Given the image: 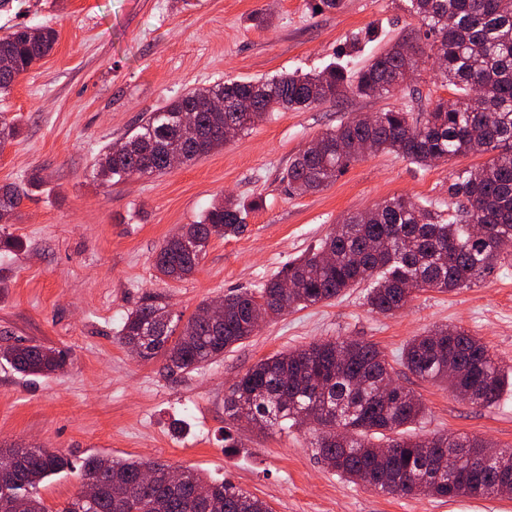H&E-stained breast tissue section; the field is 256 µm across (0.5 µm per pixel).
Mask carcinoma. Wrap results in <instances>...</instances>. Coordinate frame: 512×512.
Segmentation results:
<instances>
[{"instance_id": "cac0c4a2", "label": "carcinoma", "mask_w": 512, "mask_h": 512, "mask_svg": "<svg viewBox=\"0 0 512 512\" xmlns=\"http://www.w3.org/2000/svg\"><path fill=\"white\" fill-rule=\"evenodd\" d=\"M421 21L429 51L437 56L442 82L456 88L453 101L440 98L425 110L407 105L356 117L317 137L318 153L300 151L283 179L299 193L319 190L345 174L360 156L361 142L373 151L392 153L428 167L458 156L481 153L477 169L451 174L448 217L432 204L394 196L374 209L347 216L338 230L288 263L259 292L224 296V315L212 322L190 318L178 327L155 295L148 294L124 318L120 342H139L143 360L160 358L174 376L188 374L254 335L260 322L291 308L331 301L367 285L370 309L387 315L403 308L417 291L452 292L490 275L512 246V0H407ZM56 31L20 25L0 37V96L18 77L51 54ZM402 38L372 54L357 70L329 65L318 73H281L252 81L229 80L193 89L150 112L119 145L106 147L96 175L110 184L169 171V157L183 153L182 164L224 147V128L244 133L273 112L334 102L350 94L384 98L400 90L407 68L422 70L425 54L412 57ZM222 96L227 106L209 101ZM18 133L15 119L0 113V147ZM40 177L0 186V210L13 213ZM224 197L193 224L168 237L157 252L156 272L168 279L190 276L213 238L241 235L248 209ZM294 288L285 290L282 282ZM0 358L17 371L46 377L68 363L61 349L40 344L8 345ZM402 366L417 378L457 393L472 391L471 404L488 408L499 399L505 372L488 346L462 327H435L403 347ZM394 381L393 367L374 344L337 338L262 359L239 376L224 409L261 427H288L307 418L317 454L352 482L393 495L430 493L439 498L493 495L499 472H512V448L485 457L483 439L410 431L426 416L415 393L395 385L386 403L376 400L378 385ZM388 449L385 464L379 451ZM167 464L89 456L80 478L100 490L83 512H269L261 499L226 480L185 471L180 488L159 480L141 484L147 465ZM72 468L71 459L47 448H0V512H10L3 490L26 498L25 512H49L38 496L39 484Z\"/></svg>"}]
</instances>
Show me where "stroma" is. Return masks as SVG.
I'll return each instance as SVG.
<instances>
[{
    "instance_id": "stroma-1",
    "label": "stroma",
    "mask_w": 512,
    "mask_h": 512,
    "mask_svg": "<svg viewBox=\"0 0 512 512\" xmlns=\"http://www.w3.org/2000/svg\"><path fill=\"white\" fill-rule=\"evenodd\" d=\"M21 24L50 26L58 40L0 97V113L19 126L0 150V185L34 169L43 177L8 226L24 251L0 253L9 279L0 292V346L37 342L67 350L70 360L47 377L0 360L1 447L41 446L77 462L90 455L159 459L231 481L272 512H512V494L448 501L375 491L328 468L308 428L261 431L224 411L229 386L259 359L349 337L376 344L396 364L399 383L423 401L417 433L512 448L511 388L479 408L397 365L414 336L456 325L511 370L512 254L475 286L417 292L390 316L369 311L360 288L294 309L174 378L118 341L124 316L145 294L162 296L173 315L188 320L202 301L260 288L343 216L400 195L447 201L452 171L483 163L470 155L423 169L376 153L322 190H289L282 176L300 150L355 116L408 104L399 92L273 113L222 149L164 174L109 186L93 176L103 147L186 90L315 72L337 61L360 65L387 42L417 35L421 23L402 0H343L341 9L318 14L310 0H0V35ZM227 194L245 204L261 200L246 231L212 239L186 279L158 278L154 258L164 240ZM228 434L236 447H225Z\"/></svg>"
}]
</instances>
